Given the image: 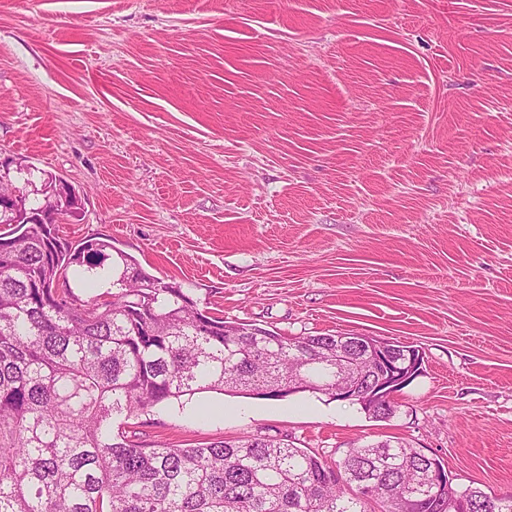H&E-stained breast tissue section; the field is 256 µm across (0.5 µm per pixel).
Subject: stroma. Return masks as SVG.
I'll return each mask as SVG.
<instances>
[{"label":"stroma","instance_id":"obj_1","mask_svg":"<svg viewBox=\"0 0 512 512\" xmlns=\"http://www.w3.org/2000/svg\"><path fill=\"white\" fill-rule=\"evenodd\" d=\"M232 323L418 349L395 415L203 392L181 448L404 439L512 498V0H0V158Z\"/></svg>","mask_w":512,"mask_h":512}]
</instances>
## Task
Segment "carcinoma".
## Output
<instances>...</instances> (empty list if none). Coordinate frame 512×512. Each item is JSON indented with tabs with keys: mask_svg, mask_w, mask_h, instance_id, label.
Returning a JSON list of instances; mask_svg holds the SVG:
<instances>
[{
	"mask_svg": "<svg viewBox=\"0 0 512 512\" xmlns=\"http://www.w3.org/2000/svg\"><path fill=\"white\" fill-rule=\"evenodd\" d=\"M0 242V512H448L430 458L400 440L348 449L329 466L272 437L161 448L121 418L202 392L336 398V336L290 338L224 321L104 237L61 238L33 220ZM110 288L89 299L73 280ZM470 512H512L478 486Z\"/></svg>",
	"mask_w": 512,
	"mask_h": 512,
	"instance_id": "cac0c4a2",
	"label": "carcinoma"
}]
</instances>
